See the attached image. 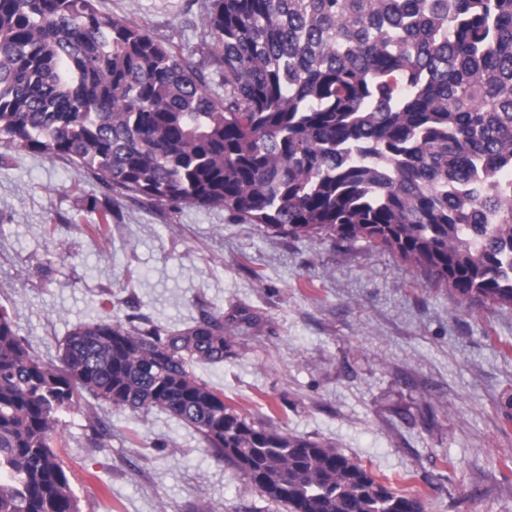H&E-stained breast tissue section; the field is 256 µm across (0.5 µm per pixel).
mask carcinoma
<instances>
[{"mask_svg": "<svg viewBox=\"0 0 512 512\" xmlns=\"http://www.w3.org/2000/svg\"><path fill=\"white\" fill-rule=\"evenodd\" d=\"M204 24L222 95L95 0H0V160L40 153L278 236L364 240L460 303L512 306V0H209ZM86 211L106 237L112 196ZM228 352L221 314L100 318L45 363L0 305V512H81L56 445L84 392L167 413L290 512H423L194 376Z\"/></svg>", "mask_w": 512, "mask_h": 512, "instance_id": "obj_1", "label": "carcinoma"}]
</instances>
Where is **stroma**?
<instances>
[{
    "instance_id": "35a3bbf8",
    "label": "stroma",
    "mask_w": 512,
    "mask_h": 512,
    "mask_svg": "<svg viewBox=\"0 0 512 512\" xmlns=\"http://www.w3.org/2000/svg\"><path fill=\"white\" fill-rule=\"evenodd\" d=\"M208 0H97L202 63ZM104 188L61 159L0 161V304L43 362L75 325L134 315L172 330L223 314V362L193 373L248 420L275 413L424 512H512V307L457 303L365 241L285 238L222 208L112 196L107 238L75 216ZM115 306L104 312L100 299ZM81 512H288L193 430L92 397L62 416ZM101 422L103 448L90 444Z\"/></svg>"
}]
</instances>
